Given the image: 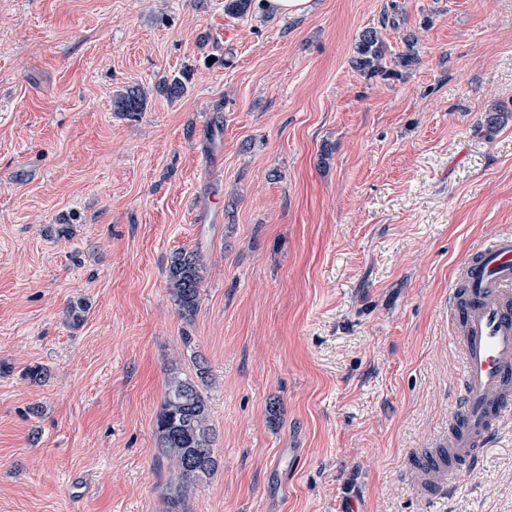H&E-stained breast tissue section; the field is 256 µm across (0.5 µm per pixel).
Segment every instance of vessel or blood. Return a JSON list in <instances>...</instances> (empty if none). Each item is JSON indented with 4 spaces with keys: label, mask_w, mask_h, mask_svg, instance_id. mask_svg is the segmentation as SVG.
Wrapping results in <instances>:
<instances>
[{
    "label": "vessel or blood",
    "mask_w": 512,
    "mask_h": 512,
    "mask_svg": "<svg viewBox=\"0 0 512 512\" xmlns=\"http://www.w3.org/2000/svg\"><path fill=\"white\" fill-rule=\"evenodd\" d=\"M448 313L461 361L455 407L435 447L409 462L428 494L447 493L449 475L474 473L512 420V234L474 246L449 293Z\"/></svg>",
    "instance_id": "vessel-or-blood-1"
}]
</instances>
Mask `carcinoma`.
<instances>
[{"mask_svg":"<svg viewBox=\"0 0 512 512\" xmlns=\"http://www.w3.org/2000/svg\"><path fill=\"white\" fill-rule=\"evenodd\" d=\"M264 0H224V14L244 17L253 2ZM384 42L376 29L365 31L355 44L353 66L370 75L382 72ZM182 78L173 77L158 85V91L168 98L185 93ZM145 92L139 86L126 88L114 95L115 112H140ZM168 285L180 314L190 319L198 306L202 267L195 251L180 250L170 258L167 269ZM155 433L162 455L175 462L176 476L166 486L168 512H184L188 489L210 475L217 465L215 434L209 423L206 400L199 386L191 379L173 376L168 382L165 397L156 416Z\"/></svg>","mask_w":512,"mask_h":512,"instance_id":"cac0c4a2","label":"carcinoma"}]
</instances>
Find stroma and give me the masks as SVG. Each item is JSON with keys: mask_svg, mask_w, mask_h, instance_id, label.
Returning <instances> with one entry per match:
<instances>
[{"mask_svg": "<svg viewBox=\"0 0 512 512\" xmlns=\"http://www.w3.org/2000/svg\"><path fill=\"white\" fill-rule=\"evenodd\" d=\"M503 232L512 0H0V512H168L155 418L201 361L218 465L185 512H512V422L450 496L408 475L448 423V288ZM270 12L275 15L301 16L312 10L311 0H267ZM384 53V42L381 33L376 29L366 30L355 44L353 66L370 75L382 72L381 60ZM145 92L141 87H127L124 91L114 95L112 101L113 111L140 112L145 100ZM168 285L180 314L190 319L198 306L202 267L196 251L175 252L167 269Z\"/></svg>", "mask_w": 512, "mask_h": 512, "instance_id": "stroma-1", "label": "stroma"}]
</instances>
